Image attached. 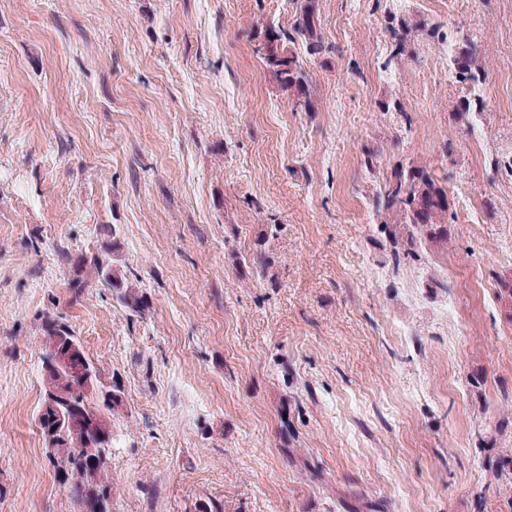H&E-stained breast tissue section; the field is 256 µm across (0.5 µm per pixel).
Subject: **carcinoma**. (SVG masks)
Returning <instances> with one entry per match:
<instances>
[{
    "label": "carcinoma",
    "instance_id": "carcinoma-1",
    "mask_svg": "<svg viewBox=\"0 0 512 512\" xmlns=\"http://www.w3.org/2000/svg\"><path fill=\"white\" fill-rule=\"evenodd\" d=\"M298 45L303 46L309 55L320 54L324 50L323 39L317 29L313 0H306L295 21L293 32L270 26L265 30L262 46V59L272 80L295 101L296 106L312 112L314 102L309 91L307 72L300 65L296 52ZM451 63L458 81L462 83L475 82L485 76L477 49L472 45L465 46L452 56ZM372 206L383 219L394 248V256L414 251L419 238L435 249L448 245V192L427 168H407L402 165L392 168L383 190L374 197ZM112 247L113 244L108 241L100 245V252L90 257L82 255L69 259L72 268L69 288L77 298L86 287L87 279L93 278L111 288L112 296L120 306L142 315L149 309V299L113 267L110 259ZM40 330L45 340L51 336H64L75 342L81 360L94 372H99L64 314L43 313ZM61 387L71 392L75 404H85L95 410L96 432L92 434L80 427L69 428L55 436L54 441H45L46 457L54 468L59 484L80 508L89 512H112L114 485L110 464L106 463L94 469L93 473H88L90 461L86 457L85 448L89 445L88 435L92 434L96 438V448L106 459H111L114 413L101 406L97 400L98 393L88 390L82 377L74 376L66 370L44 375L39 427L45 435L50 434L56 414L51 400L55 391Z\"/></svg>",
    "mask_w": 512,
    "mask_h": 512
}]
</instances>
